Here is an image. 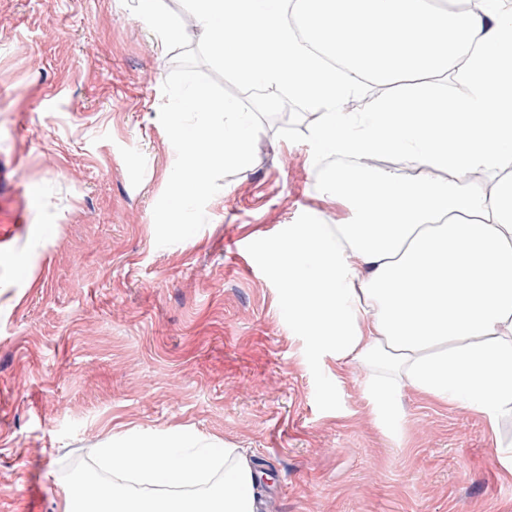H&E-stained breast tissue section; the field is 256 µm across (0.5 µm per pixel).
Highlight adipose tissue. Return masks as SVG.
Instances as JSON below:
<instances>
[{
    "label": "adipose tissue",
    "mask_w": 512,
    "mask_h": 512,
    "mask_svg": "<svg viewBox=\"0 0 512 512\" xmlns=\"http://www.w3.org/2000/svg\"><path fill=\"white\" fill-rule=\"evenodd\" d=\"M197 31L237 79L288 88L320 122L317 148L360 159L331 171L350 199L346 224L289 228L279 248L288 308L337 366L370 371L376 414L410 388L468 409L492 431L512 420V0L476 11L427 0H303L310 31L356 62L324 67L286 20L289 0H188ZM412 84L369 112L346 111L365 78ZM467 85L441 95L437 76ZM416 167L405 180L372 167L381 154ZM105 464L161 488L135 499L121 484L74 485L63 512H258L247 457L176 430L102 451ZM224 463V491L179 487Z\"/></svg>",
    "instance_id": "ef3b65f1"
}]
</instances>
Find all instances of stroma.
I'll return each instance as SVG.
<instances>
[{
    "label": "stroma",
    "mask_w": 512,
    "mask_h": 512,
    "mask_svg": "<svg viewBox=\"0 0 512 512\" xmlns=\"http://www.w3.org/2000/svg\"><path fill=\"white\" fill-rule=\"evenodd\" d=\"M135 0H0V158L32 221L0 256V512H62L98 448L180 426L263 473L259 512H512L483 420L336 369L288 316V227L345 224L308 144L265 123L208 222L155 245L176 154L158 120L166 54Z\"/></svg>",
    "instance_id": "35a3bbf8"
}]
</instances>
